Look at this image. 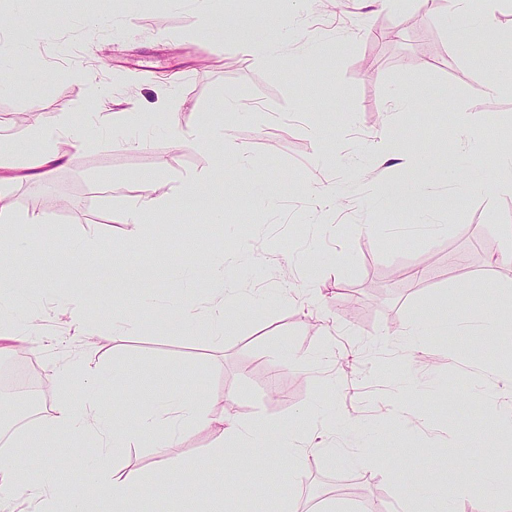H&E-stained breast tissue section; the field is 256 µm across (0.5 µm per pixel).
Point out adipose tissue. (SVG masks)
<instances>
[{"mask_svg":"<svg viewBox=\"0 0 512 512\" xmlns=\"http://www.w3.org/2000/svg\"><path fill=\"white\" fill-rule=\"evenodd\" d=\"M497 0H438L436 10L449 15L471 27H489L494 23L492 7ZM45 149L34 160L23 164L27 176L40 177L49 174L61 164L68 149L82 146L88 138L84 124L74 118L59 122L44 133ZM464 176L474 187H482L480 170L470 166L467 169L442 168L434 170L432 177L411 180L387 187L384 201L387 207L410 208L415 218H422V207L431 194L434 179ZM252 246L248 240L236 242L230 253L222 258L191 257L187 263L192 273L207 279H224V295L209 300L206 307H182L177 321L178 328L191 326L199 317H206L211 340H220L230 325L229 306L243 300L241 289L235 288L233 280L226 274L234 262L251 257ZM212 429L216 435L217 447L240 445L249 449H260L267 461L281 464L289 486H296L300 480L307 458L318 451L319 446L309 430L287 428L268 423H250L228 420L220 415L207 412L197 402H169L159 398L158 407L140 416L135 431L124 430L111 410L102 405L96 397L86 396L81 404H74L68 396H60L52 415L38 428L36 437L29 444L34 448L47 447L54 435L71 433L92 440L102 456L120 457L128 448L146 445L154 448L158 458V471L148 478L140 473L116 467L110 470L92 471L81 490L69 495L68 512H86L89 497H96L104 503L105 512H134L135 506L144 504L143 492L154 487L157 497L176 499L188 487V474L181 465L170 461L166 446L172 439L200 429ZM19 462L9 456L0 457V501L26 497L29 499H50L51 491L43 484L21 479L17 475Z\"/></svg>","mask_w":512,"mask_h":512,"instance_id":"ef3b65f1","label":"adipose tissue"}]
</instances>
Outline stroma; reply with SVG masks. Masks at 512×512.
I'll use <instances>...</instances> for the list:
<instances>
[{"label":"stroma","mask_w":512,"mask_h":512,"mask_svg":"<svg viewBox=\"0 0 512 512\" xmlns=\"http://www.w3.org/2000/svg\"><path fill=\"white\" fill-rule=\"evenodd\" d=\"M211 8L206 29L199 0H0V31L20 46L0 70V140L34 157L37 130L101 104L87 145L47 179L16 182L0 197L15 219L12 236L27 235L34 216L53 229L51 242L19 253L10 269L19 287L0 288V318L21 328L35 312L37 335L50 339L0 352V364L35 361L46 386L40 411L0 427V450L40 482L76 488L87 478L99 455L90 440L62 434L37 454L13 441L52 414L58 373L80 357L103 370L101 397L130 424L163 394L242 422L302 423L335 442L337 456L310 455L296 512H322L330 501L419 512L406 490L417 475L459 488L446 512H473L484 492L474 473L512 469V431L499 423L512 410L499 394L512 339L448 332L412 351L385 333L434 311L451 324L486 307L512 320V261H491L504 246L501 225H512V196L462 180L436 186L424 229L381 203L382 187L411 171L378 162V136L391 130L418 159L443 155L468 124L512 131V91L487 95L476 63L499 33L512 32V0H501L494 30L469 34L467 58L450 48L465 33L461 23L435 16L424 0L385 9L365 0H213ZM236 18L266 26L276 53L259 59L238 48L225 30ZM310 40L319 52L307 58ZM33 57L45 77L31 75ZM407 90L417 108L391 111L390 97ZM228 94L251 111L225 120L219 106ZM138 113L151 117L150 133L131 150L123 135L140 132ZM172 124L187 138L172 141ZM200 136L211 137L210 151L198 148ZM240 145L252 172L239 169ZM218 165L225 196L243 205L216 219L207 202L178 192ZM315 187L343 196L340 232L321 228ZM130 198L170 201L148 216L140 253L128 248ZM99 236L117 258L78 253L84 238ZM243 236L255 259L241 265L239 283L283 286L276 301H241L216 343L205 324L178 333L151 318L149 288L162 305H204L220 285L194 280L185 260L195 247L224 253ZM311 280L320 290L314 303L305 295ZM67 300L83 307V335L60 311ZM291 355L298 368L275 369ZM401 393L410 405L397 419L389 403ZM214 444L208 428L171 443L170 459L193 466L195 490L152 501L154 512H268L278 470L264 454L241 463L237 450L217 455ZM495 445L503 454H490ZM52 456L67 461L66 472L46 468Z\"/></svg>","instance_id":"35a3bbf8"}]
</instances>
